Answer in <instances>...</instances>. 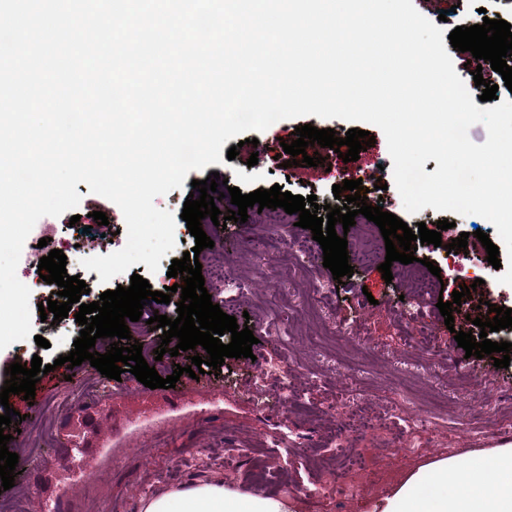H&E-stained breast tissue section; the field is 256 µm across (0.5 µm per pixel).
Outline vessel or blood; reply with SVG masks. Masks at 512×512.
<instances>
[{
    "mask_svg": "<svg viewBox=\"0 0 512 512\" xmlns=\"http://www.w3.org/2000/svg\"><path fill=\"white\" fill-rule=\"evenodd\" d=\"M111 407V401L102 400L69 410L61 423L53 453L41 461V469L50 472L63 470L69 482L94 473L112 452L111 434L97 429L99 419Z\"/></svg>",
    "mask_w": 512,
    "mask_h": 512,
    "instance_id": "b4317fda",
    "label": "vessel or blood"
}]
</instances>
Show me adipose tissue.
Wrapping results in <instances>:
<instances>
[{"label": "adipose tissue", "mask_w": 512, "mask_h": 512, "mask_svg": "<svg viewBox=\"0 0 512 512\" xmlns=\"http://www.w3.org/2000/svg\"><path fill=\"white\" fill-rule=\"evenodd\" d=\"M139 512H298L284 495L246 493L213 472L144 495ZM367 512H512V445L427 461Z\"/></svg>", "instance_id": "1"}]
</instances>
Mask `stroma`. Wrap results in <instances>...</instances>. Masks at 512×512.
<instances>
[{
	"label": "stroma",
	"mask_w": 512,
	"mask_h": 512,
	"mask_svg": "<svg viewBox=\"0 0 512 512\" xmlns=\"http://www.w3.org/2000/svg\"><path fill=\"white\" fill-rule=\"evenodd\" d=\"M414 7L429 20H437L439 10H447L444 31L477 24L481 14L512 24V0H413ZM331 128L338 136L352 129V122L323 119L314 115L304 119H283L257 135V145H240L232 160L190 171L188 181L168 194L156 197L157 208L177 215V243L156 272L145 264L132 265L130 273L101 283L97 271L68 265L67 273L84 280L91 296L100 297L117 286H129L131 274L146 277L152 290L173 286L167 272L170 260L182 259L192 250L195 238L182 221L183 204L192 190L191 183L219 173L229 186L250 193L259 188L282 186L295 195H316L319 205L335 204L332 187L342 180H362L374 186L383 182L381 204L408 226H415L416 215L407 213L401 196L393 187L392 168L386 138L377 126L369 131L374 144L361 153L358 161L343 162L334 151H326L325 161L315 167L281 168L271 164L272 156L282 153L283 143L292 142L295 128L304 124ZM257 165H249L250 155ZM81 201L76 209L84 231L70 227L67 216H45L36 230L53 225L56 249L70 252L84 243L88 235L100 237L96 253L105 256L125 245V219L110 200L91 193L86 183L76 186ZM105 212L108 223L93 224L90 214ZM245 223L228 222L214 226L203 219L202 228L213 240L203 249L201 264L210 259L224 261L233 274L247 284L246 298L228 307V315L247 318L257 342L252 358H229L216 375L199 379L182 375L175 386L182 401L168 405L166 389L152 391L131 373L120 380L101 375L89 362L67 368L55 366L59 356L68 355L81 327L65 318L56 325L33 317L34 336L0 350V384L5 370L14 362L27 363L40 357L55 369L41 375L34 401L13 394L9 404L20 414L48 408L60 395L72 397L73 405L94 402L99 390L112 393V414L116 418L153 410L140 431L118 434L113 441L108 463L84 483L68 490L75 512H132L134 500L151 487L178 486L211 471H223L226 480L245 492L299 494L321 477L330 451L331 435L308 438V426L319 422L329 426L362 418L372 410L387 416L403 434L400 446L386 444L382 438L364 435L362 443L370 465L407 472L427 460L440 456H462L473 449L488 450L512 444V432L490 425V418L512 416V366L496 368L490 356L466 357L453 333L447 329L437 307L438 300H451L455 291L473 287L471 298L463 300V311L471 317L489 318V304L512 308V285L499 283L498 272H484L482 285H475L474 271L483 263L485 248L471 231L481 228L490 239H497L494 225L477 215H444L427 207L430 223L448 219L452 227L442 232L443 244L418 246L417 258L440 267L444 282L442 296H420L398 276L400 262H393L392 282H385L376 262L358 263L352 277L334 280L323 266L322 252L312 256H291L293 239L311 238L312 232L291 224L271 230L266 214L257 208L247 210ZM277 232L281 245L266 246L270 232ZM468 233L467 250H448L447 245L461 233ZM51 340L50 348L37 346L36 337ZM282 361L290 369L298 405L291 421H282L278 401L267 395L257 403L251 392L259 361ZM222 390L217 408L203 404L207 391ZM279 458L287 475L262 476L271 458Z\"/></svg>",
	"instance_id": "1"
}]
</instances>
